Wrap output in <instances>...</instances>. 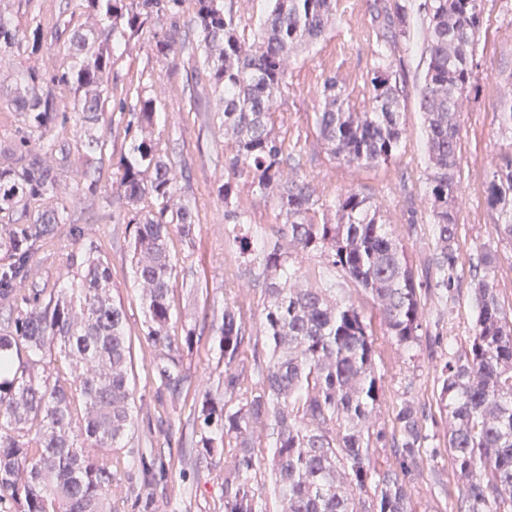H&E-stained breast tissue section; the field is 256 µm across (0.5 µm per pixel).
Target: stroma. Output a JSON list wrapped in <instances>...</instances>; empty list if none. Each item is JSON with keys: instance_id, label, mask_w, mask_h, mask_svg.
Here are the masks:
<instances>
[{"instance_id": "stroma-1", "label": "stroma", "mask_w": 512, "mask_h": 512, "mask_svg": "<svg viewBox=\"0 0 512 512\" xmlns=\"http://www.w3.org/2000/svg\"><path fill=\"white\" fill-rule=\"evenodd\" d=\"M484 3L477 45V96L469 100L460 116L458 286L453 295L442 294L436 286L437 248L427 220V154L419 107L426 74L422 40L399 45L394 52L404 65L408 96L402 117L405 138L395 162L389 165L365 169L334 159L314 127L319 91L326 78H336L347 89L355 108L367 102L363 88L376 61V28L367 0H338L333 25L291 60L288 86L276 104L277 113L284 118L276 129L300 157V173L313 186L320 204L332 209L337 197L348 190L371 197L380 205L385 224L405 246L417 280L428 284L421 292L420 341L405 349L385 334L373 296L340 270L332 269L324 254L299 253L288 259L306 285L321 287L326 281L335 282L337 298L354 304L372 321L376 367L384 386L376 426L387 435L385 442L370 450L377 469L398 465L390 438L398 432L395 416L400 404L411 400L424 410L423 427L432 452L405 478L413 512H457L458 497L464 490L448 455V420L439 410L437 378L449 354L461 353L468 344L476 315L473 267L482 245L497 247L500 253L493 285L505 311L512 313V247L499 244L496 226L502 218L486 203L490 172L512 152V131L499 129L493 117L498 101L512 88V0ZM7 14L19 28L42 27L47 39L36 58L22 43L1 53L5 61L0 64V87L5 89L14 87L18 71L29 65L50 71L66 60L67 41L55 39V30L93 24L79 0H9ZM158 28L155 21L146 26L139 41L120 51L112 67L108 100L97 126L105 142L95 173L97 191L91 193L82 186L72 159L57 152L49 155L48 162L59 176L56 192L31 202L28 210L34 214L62 205L66 221L56 225L51 239L37 250L25 288L30 293L49 294L58 287L71 252L89 245L96 246L109 261L112 298L124 306L128 328L136 337L130 372L135 427L130 442L140 444L148 438L155 442L150 459L154 480L146 487L129 465L127 449L113 451L119 487L112 497L114 512H224L223 461L215 458L208 464H193V450L185 440L193 432L194 411L205 391L203 381L218 374V326L224 307H240L252 329H259L264 293L248 272L247 258L225 234L224 202L211 190L224 172L222 104L207 89L200 96L198 109H191L183 87L201 71V53L184 49L170 60L156 61L148 52V42ZM140 96L156 99L153 137L174 163L178 196L193 205L199 226L193 242L175 233L169 239L178 272L171 294L175 317L170 333L181 335L183 324L188 323L201 335L193 349L181 355L192 385L176 393L160 389L150 371L153 351L141 338L144 313L140 292L132 281L128 240L118 222L125 207L112 191L117 163L125 149L123 127L117 121L119 109L122 103ZM233 205L247 214L254 235H269L278 221L271 198L253 191L246 178L237 180Z\"/></svg>"}]
</instances>
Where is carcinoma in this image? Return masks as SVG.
Returning a JSON list of instances; mask_svg holds the SVG:
<instances>
[{
	"label": "carcinoma",
	"mask_w": 512,
	"mask_h": 512,
	"mask_svg": "<svg viewBox=\"0 0 512 512\" xmlns=\"http://www.w3.org/2000/svg\"><path fill=\"white\" fill-rule=\"evenodd\" d=\"M97 20L76 28L68 61L52 73L22 70L9 97L20 113L22 135L13 161L0 167V215L26 210L54 194L57 175L47 163L55 144L50 132L73 112V135L80 143L81 176L93 173L104 142L96 125L103 112L105 82L116 52L139 40L145 25L167 17L154 33L150 54L168 60L184 47L178 22L183 0H81ZM258 29L245 28L224 0H196L193 20L209 86L223 110L224 169L217 195L224 199L225 230L241 254L258 263L264 284L260 330L271 351L262 360L252 352L251 333L241 309L225 306L218 326L224 360V396H204L197 460L224 458V512H257L261 490L253 472L263 449L253 429L276 435L271 470L283 512H412L401 476L418 463L425 436L420 409L411 401L396 415L402 434L395 447L399 468L380 471L369 448L385 439L375 428L382 397L371 321L333 296V286L302 284L287 267L280 240L296 252L324 253L376 299L385 331L398 346L418 340L421 290L403 244L386 228L380 207L356 191L336 201L338 220L319 217L314 189L298 175L299 164L275 132L273 103L288 84V58L320 38L336 17V0H270ZM378 23L376 65L368 84L371 107L358 111L336 78L324 80L322 110L315 126L329 153L349 165L378 167L398 154L404 135L403 71L390 51L412 38L406 0H373ZM427 69L420 92L426 123L429 223L436 236L439 287L454 289L458 262L454 248L460 191L456 176L459 117L477 91L475 70L483 0H422ZM24 42L30 54L43 47L40 27L21 30L0 9V47ZM70 87L73 107L56 96ZM155 99L141 97L128 110L127 142L118 163L116 193L125 201L122 223L129 226L131 270L142 289L145 338L153 347V370L163 387L185 385L180 354L192 350L196 329L180 337L173 323L170 294L176 263L168 239L177 232L191 241L197 225L186 204H176L178 174L151 136ZM498 125L512 130V92L500 98ZM270 197L282 219L276 236L249 235L244 213L232 204L240 175ZM487 204L506 216L497 225L499 241L512 246V156L492 173ZM65 208L45 210L26 224L0 230V309L8 313L0 330V506L6 512H112L110 499L118 470L112 449L131 435L134 393L129 366L132 340L127 315L112 300L109 263L95 246L69 258L75 272L43 300L21 288L36 250L62 224ZM498 251L480 247L473 266L477 315L468 349L444 361L439 376L440 409L448 416V456L467 488L459 512H512V317L489 280ZM71 370L55 368L52 353ZM229 455H224V449ZM373 497L363 498L368 489Z\"/></svg>",
	"instance_id": "carcinoma-1"
}]
</instances>
